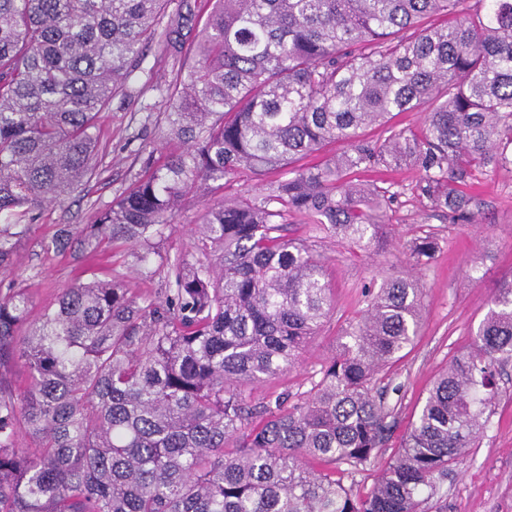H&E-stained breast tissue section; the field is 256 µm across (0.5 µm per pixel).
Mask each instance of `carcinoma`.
Listing matches in <instances>:
<instances>
[{
	"label": "carcinoma",
	"instance_id": "1",
	"mask_svg": "<svg viewBox=\"0 0 512 512\" xmlns=\"http://www.w3.org/2000/svg\"><path fill=\"white\" fill-rule=\"evenodd\" d=\"M465 2L215 0L186 78L166 87L181 148L147 154L112 206L43 241L124 246L139 272L167 268L164 299L79 278L31 324L25 289L0 294V512H419L474 447L512 361L511 282L364 496L336 468L359 471L391 436L376 385L417 335L413 279L368 290L296 402L248 398L295 367L332 311L326 267L288 218L368 248L392 195L361 175L416 168L431 207L465 222L480 177L512 172V0ZM164 5L0 0V275L45 208L98 170L99 115L144 47L161 38L183 53V18L163 21ZM424 102L422 129L389 125ZM371 126L383 137L364 139ZM337 142L346 150L325 155ZM245 171L262 193L205 211L195 262L158 250L187 195ZM434 247L418 235L411 255ZM18 360L22 392L7 377Z\"/></svg>",
	"mask_w": 512,
	"mask_h": 512
}]
</instances>
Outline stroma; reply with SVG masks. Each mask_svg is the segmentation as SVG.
I'll use <instances>...</instances> for the list:
<instances>
[{
    "label": "stroma",
    "mask_w": 512,
    "mask_h": 512,
    "mask_svg": "<svg viewBox=\"0 0 512 512\" xmlns=\"http://www.w3.org/2000/svg\"><path fill=\"white\" fill-rule=\"evenodd\" d=\"M186 74L185 57L170 56L162 41L149 44L127 94L115 97L100 115L104 173L85 182L62 205L46 209L39 224L19 238L15 268L0 279V292L13 286L26 289L38 313L75 278L93 272L124 281L134 293L162 295L165 271L149 278L140 276L128 250L110 249L91 258L74 249L47 252L41 242L58 226L89 223L94 211L109 207L132 184L142 156L165 149L164 90ZM369 177L394 195L382 245L362 251L328 234L299 227V234L310 236L315 255L326 261L332 315L295 368L251 390L256 403L285 392L309 390L333 356L341 329L366 309V286L410 273L422 290L421 326L413 345L384 380L395 418L388 443L363 470L342 476L344 485L356 495L365 494L396 455L434 378L471 344L497 288L512 280V173L490 174L475 188V220L470 224L452 222L418 197L414 185L421 177L419 170H377ZM215 201L212 195L188 196L171 223V234L161 244L163 252L195 260L194 226ZM425 231L434 236L437 248L431 259L418 264L410 256L411 242ZM422 508L424 512H512V364L503 372L488 423L474 448L438 483Z\"/></svg>",
    "instance_id": "35a3bbf8"
}]
</instances>
